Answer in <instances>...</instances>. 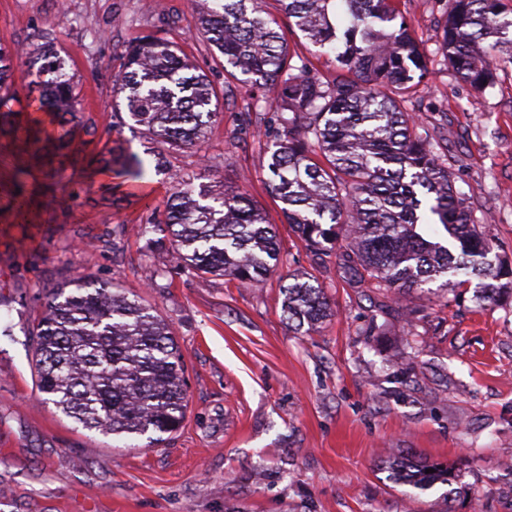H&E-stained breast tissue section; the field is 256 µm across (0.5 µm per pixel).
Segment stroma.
<instances>
[{
    "instance_id": "obj_1",
    "label": "stroma",
    "mask_w": 512,
    "mask_h": 512,
    "mask_svg": "<svg viewBox=\"0 0 512 512\" xmlns=\"http://www.w3.org/2000/svg\"><path fill=\"white\" fill-rule=\"evenodd\" d=\"M199 0H0V44L53 42L80 80L85 125L60 168L26 176L28 219L0 201V512H512V304L460 288L454 300L383 297L349 284L344 240L314 257L267 190V113L248 87L225 85L221 59L197 33ZM435 70L410 99L447 151L455 186L512 259V64L483 92L442 70L451 0H398ZM153 34L176 43L222 87L223 114L190 149H165L185 174L243 191L275 224L280 261L252 288L207 280L164 258L141 228L169 184L145 196L94 174L110 145L112 80L123 53ZM164 266V265H163ZM314 276L333 314L290 327L281 288ZM118 284L172 326L187 407L158 442L114 447L44 404L34 384L32 328L49 292ZM405 449L454 468L427 491L389 481L383 458Z\"/></svg>"
}]
</instances>
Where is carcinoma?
<instances>
[{
	"label": "carcinoma",
	"mask_w": 512,
	"mask_h": 512,
	"mask_svg": "<svg viewBox=\"0 0 512 512\" xmlns=\"http://www.w3.org/2000/svg\"><path fill=\"white\" fill-rule=\"evenodd\" d=\"M198 19L224 58V82L250 87L255 103L273 115L265 128L270 178L285 223L313 255L327 251L336 229L346 232L343 272L404 298L433 293L430 284L462 288L487 280L485 298H512V267L489 259L492 241L456 190L448 155L405 106L406 93L430 75L429 58L413 38L394 0H277L288 27L335 53L324 75L291 53L279 17L263 0H202ZM439 51L456 79L476 90L493 84L500 64L512 63V16L500 0H453ZM38 92L28 112H0V140L33 146L32 159L65 158L83 120L76 85L50 42L23 51L0 46V91L12 84L20 60ZM116 112L124 111L160 143L197 145L219 114L213 80L171 41L141 36L125 50L112 80ZM171 192L161 217L143 228L171 238L170 260L201 279L228 276L242 286L262 281L278 261L271 225L244 193L217 190L204 174L185 175L154 155ZM96 171L129 188L147 184V165L122 144L108 149ZM21 167L0 181L17 220L29 200ZM289 324L312 331L331 316L324 291L304 275L282 289ZM36 389L83 428L130 441L172 433L185 415V366L170 324L117 286L61 285L33 331ZM383 468L389 480L426 491L452 485L453 468L414 461L398 452Z\"/></svg>",
	"instance_id": "1"
}]
</instances>
